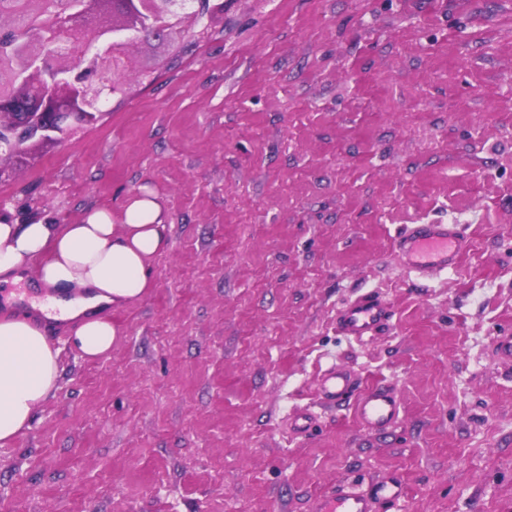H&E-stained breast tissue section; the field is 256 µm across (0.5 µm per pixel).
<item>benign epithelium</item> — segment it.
I'll use <instances>...</instances> for the list:
<instances>
[{"mask_svg": "<svg viewBox=\"0 0 512 512\" xmlns=\"http://www.w3.org/2000/svg\"><path fill=\"white\" fill-rule=\"evenodd\" d=\"M187 0H78L57 18L52 47L27 40L0 58V182L41 148L65 142L93 125L95 104L128 68L122 48L137 39L165 40L183 18Z\"/></svg>", "mask_w": 512, "mask_h": 512, "instance_id": "benign-epithelium-1", "label": "benign epithelium"}]
</instances>
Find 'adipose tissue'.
Wrapping results in <instances>:
<instances>
[{"label": "adipose tissue", "mask_w": 512, "mask_h": 512, "mask_svg": "<svg viewBox=\"0 0 512 512\" xmlns=\"http://www.w3.org/2000/svg\"><path fill=\"white\" fill-rule=\"evenodd\" d=\"M169 247L167 216L149 191L126 205L122 223L106 209L76 224H17L0 214V282L32 272L48 295L42 309L71 322L69 340L86 357L108 352L118 329L103 310L141 300L153 286L151 262ZM59 351L25 317L0 319V446L29 428L34 411L55 389Z\"/></svg>", "instance_id": "obj_1"}]
</instances>
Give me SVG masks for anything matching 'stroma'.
Listing matches in <instances>:
<instances>
[{"mask_svg":"<svg viewBox=\"0 0 512 512\" xmlns=\"http://www.w3.org/2000/svg\"><path fill=\"white\" fill-rule=\"evenodd\" d=\"M130 48L100 120L0 183L20 222L168 214L153 288L0 446V512H310L393 473L379 512H512V0H223ZM409 224H456L457 270L396 261ZM376 291L389 328L338 310ZM398 394L390 432L322 409L333 365ZM309 413L314 427L293 431ZM391 316L387 300L379 293L370 292L346 304L337 317L336 326L343 336L370 339L379 333Z\"/></svg>","mask_w":512,"mask_h":512,"instance_id":"stroma-1","label":"stroma"}]
</instances>
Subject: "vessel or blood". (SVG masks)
I'll use <instances>...</instances> for the list:
<instances>
[{"label":"vessel or blood","instance_id":"obj_1","mask_svg":"<svg viewBox=\"0 0 512 512\" xmlns=\"http://www.w3.org/2000/svg\"><path fill=\"white\" fill-rule=\"evenodd\" d=\"M466 248L467 240L455 224H411L394 242L398 260L425 278L455 268ZM391 316L387 300L370 292L346 304L337 317L336 326L342 335L369 339L379 333ZM319 396L330 406L351 404L355 417L378 433L393 428L401 414V402L391 387H361L349 370L338 365L325 372ZM404 492L402 481L393 475L378 477L363 488L346 482L317 500L312 512H376L379 503L398 501Z\"/></svg>","mask_w":512,"mask_h":512}]
</instances>
